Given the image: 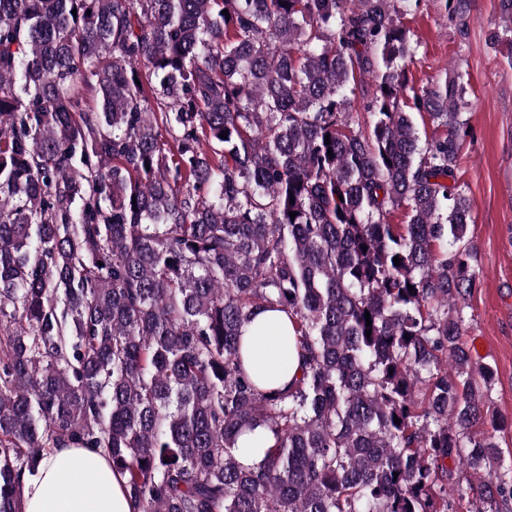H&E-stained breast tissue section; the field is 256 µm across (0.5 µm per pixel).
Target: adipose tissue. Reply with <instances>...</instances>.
<instances>
[{
  "mask_svg": "<svg viewBox=\"0 0 512 512\" xmlns=\"http://www.w3.org/2000/svg\"><path fill=\"white\" fill-rule=\"evenodd\" d=\"M245 369L265 388L286 389L302 373L293 325L278 310L257 314L242 336ZM74 484H65L69 475ZM125 479L92 448H55L21 488L22 512H136Z\"/></svg>",
  "mask_w": 512,
  "mask_h": 512,
  "instance_id": "obj_1",
  "label": "adipose tissue"
}]
</instances>
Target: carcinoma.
I'll return each instance as SVG.
<instances>
[{"label": "carcinoma", "mask_w": 512, "mask_h": 512, "mask_svg": "<svg viewBox=\"0 0 512 512\" xmlns=\"http://www.w3.org/2000/svg\"><path fill=\"white\" fill-rule=\"evenodd\" d=\"M419 2L0 0V512L67 447L139 512H455L449 459L512 502L494 370L461 342L467 88L409 85ZM266 309L289 390L244 368ZM245 369L265 388H290L302 373L293 325L278 310L262 311L244 327ZM239 459L246 464L260 461L263 457L265 445L262 434L256 431L254 434L244 435L238 442Z\"/></svg>", "instance_id": "cac0c4a2"}]
</instances>
